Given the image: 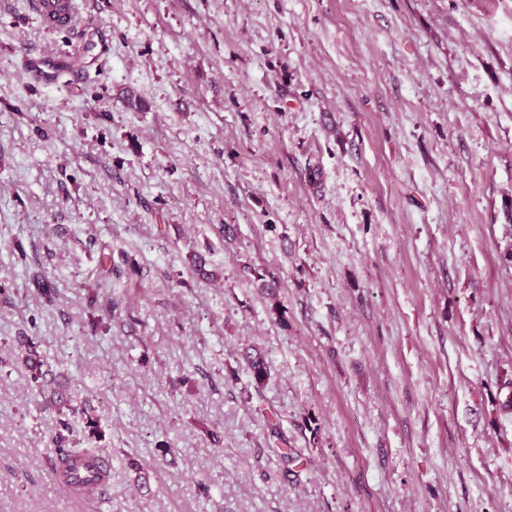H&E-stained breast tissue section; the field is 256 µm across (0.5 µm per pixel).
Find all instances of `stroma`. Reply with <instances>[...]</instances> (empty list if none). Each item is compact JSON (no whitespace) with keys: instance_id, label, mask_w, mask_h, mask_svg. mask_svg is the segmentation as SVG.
I'll return each instance as SVG.
<instances>
[{"instance_id":"1","label":"stroma","mask_w":512,"mask_h":512,"mask_svg":"<svg viewBox=\"0 0 512 512\" xmlns=\"http://www.w3.org/2000/svg\"><path fill=\"white\" fill-rule=\"evenodd\" d=\"M78 6L0 0V512H512V0ZM30 10L50 27L76 30L79 16L76 4L72 0H30ZM64 439L65 436L62 433H59L54 439V444L56 445L55 451L59 462L68 463L67 469L64 471V476L67 477L66 483L74 488L82 490L85 493L98 492L99 494H102L103 489L106 486V482L101 483L100 481L102 478L95 475L91 470V465L95 461V457L99 456L96 449L63 448L62 443ZM73 457H77L78 460L74 461ZM78 462H82L86 465V470H76V464Z\"/></svg>"}]
</instances>
